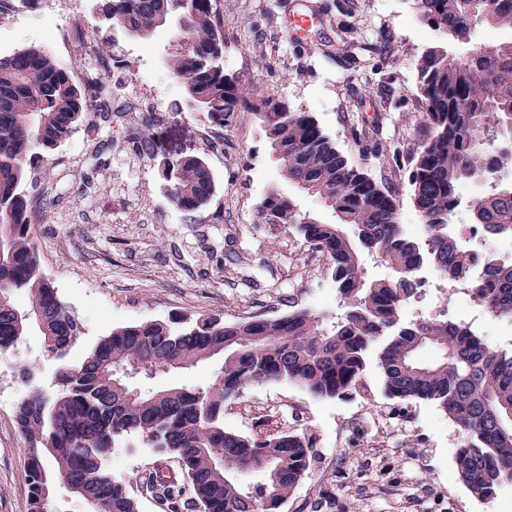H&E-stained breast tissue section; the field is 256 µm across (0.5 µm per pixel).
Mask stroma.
I'll list each match as a JSON object with an SVG mask.
<instances>
[{
    "mask_svg": "<svg viewBox=\"0 0 512 512\" xmlns=\"http://www.w3.org/2000/svg\"><path fill=\"white\" fill-rule=\"evenodd\" d=\"M352 1L347 12L345 0H311L322 26L294 33L284 26L288 0H218L224 71L253 94L275 95L312 115L354 162L353 125L382 123L379 152L367 163L378 179L407 168L424 138L416 63L435 34L420 22L416 0ZM71 10L68 0H29L23 15L1 17L0 56L36 46L79 82L89 62L84 50L46 37L52 17ZM114 36L123 67L101 86L82 84V92L96 111L109 112L129 84L141 83L164 106L150 129L157 156L203 157L216 193L197 212L179 210L155 159L132 150L141 127L135 117L79 126L44 159L25 190L45 203L33 226L41 270L83 325L70 360L82 359L114 327L179 314L220 313L236 322L303 308L336 313L326 257L288 228L257 221L256 205L274 187L298 196L320 221L333 215L282 182L254 115L228 114L215 130L224 151L211 152L198 132L204 113L184 106L164 64L170 30L147 42L119 30ZM366 38L377 47L368 67L339 53L341 41ZM21 362L51 381L55 362L39 332L0 353V512H26L31 445L16 420L28 391ZM224 424L243 434L290 429L310 438L312 466L281 512H512V487L483 500L455 477L460 428L434 404L387 398L373 363L343 399L317 400L288 382L247 388L225 405ZM112 453L109 469L140 512H195L187 501L170 506L142 490L154 469H177L175 459L139 439Z\"/></svg>",
    "mask_w": 512,
    "mask_h": 512,
    "instance_id": "1",
    "label": "stroma"
}]
</instances>
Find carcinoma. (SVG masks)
Here are the masks:
<instances>
[{"mask_svg":"<svg viewBox=\"0 0 512 512\" xmlns=\"http://www.w3.org/2000/svg\"><path fill=\"white\" fill-rule=\"evenodd\" d=\"M472 0H418V17L440 35L417 63L426 140L409 162L408 181L422 228L399 222L396 193L337 150L307 112L273 95L252 99L224 73V27L217 0H102V45L113 53L110 30L150 38L172 29L166 66L186 104L200 105L216 124L224 114L253 112L278 163L279 176L332 211L334 224L303 210L278 189L262 197L258 223L293 230L328 259L341 312L297 309L278 318L234 323L219 314L172 317L117 326L79 362L66 356L82 325L59 300L40 269L32 225L42 203L27 198V178L81 124L110 115L93 105L67 71L39 48L0 57V352L27 333L28 314L43 323L46 355L62 361L56 389L35 369L18 367L28 392L17 421L33 454L28 462L27 512H48L44 485L63 487L92 512H140L137 499L105 467L116 442L161 436L183 479L157 471L146 491L169 504L191 490L197 512H276L311 466L303 433L240 434L224 427V406L252 386L286 381L318 400L341 399L362 384L376 357L390 399L435 404L456 423L462 439L455 475L474 495L491 499L512 485V349L498 347L462 322L403 320L418 293L424 267L464 282L472 298L497 319L512 321V258H491L473 273L472 239L454 222L464 206L486 240L512 236V188L495 185L468 200L461 188L495 171L512 180V151H493L499 129L512 126V0H487L480 27L508 37L482 43L465 62L448 57V40L472 30ZM380 126L355 131L362 151L380 141ZM161 176L184 212L207 205L216 191L206 161L165 157ZM377 256L393 276L370 279L363 255ZM24 295L26 304H17ZM221 367L204 385L143 391L117 379L137 370L148 379ZM224 456L219 464L218 455Z\"/></svg>","mask_w":512,"mask_h":512,"instance_id":"1","label":"carcinoma"}]
</instances>
